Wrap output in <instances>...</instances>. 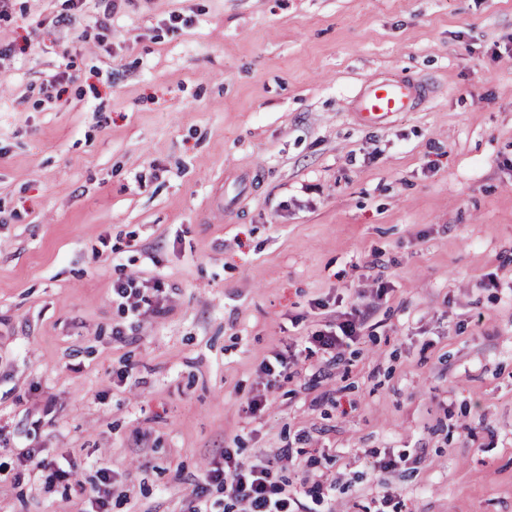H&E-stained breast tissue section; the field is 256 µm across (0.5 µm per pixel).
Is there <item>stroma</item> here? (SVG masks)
<instances>
[{
  "mask_svg": "<svg viewBox=\"0 0 512 512\" xmlns=\"http://www.w3.org/2000/svg\"><path fill=\"white\" fill-rule=\"evenodd\" d=\"M0 42V512H87L28 446L112 512H182L227 448L336 512H512V0H10ZM379 76L429 103L359 125ZM143 273L165 315L113 300ZM372 308L370 305L352 308L350 312L344 313V320L336 323L335 326L329 325L325 330L312 332L307 339L327 354L329 361L337 362L343 348L357 340ZM274 362H264L262 370L266 375V383L264 389L266 392L280 388L284 383L288 382L292 371V366L296 362L295 357H292V362L288 360V356L283 353H274ZM22 458L29 467L34 471L48 472L47 477L65 481L69 484L68 489L73 491L76 498L82 500L87 497L95 498V502L101 507H106V496L108 492L105 488L98 487L93 490H88L85 486L77 479V473L74 470L75 464L68 462V468L61 466H53L46 458L39 455L38 451L26 450L21 453Z\"/></svg>",
  "mask_w": 512,
  "mask_h": 512,
  "instance_id": "1",
  "label": "stroma"
}]
</instances>
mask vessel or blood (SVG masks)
Masks as SVG:
<instances>
[{"label":"vessel or blood","mask_w":512,"mask_h":512,"mask_svg":"<svg viewBox=\"0 0 512 512\" xmlns=\"http://www.w3.org/2000/svg\"><path fill=\"white\" fill-rule=\"evenodd\" d=\"M430 96L428 84L421 80L382 79L364 83L353 106L360 123L367 128L388 125L401 112Z\"/></svg>","instance_id":"b4317fda"}]
</instances>
